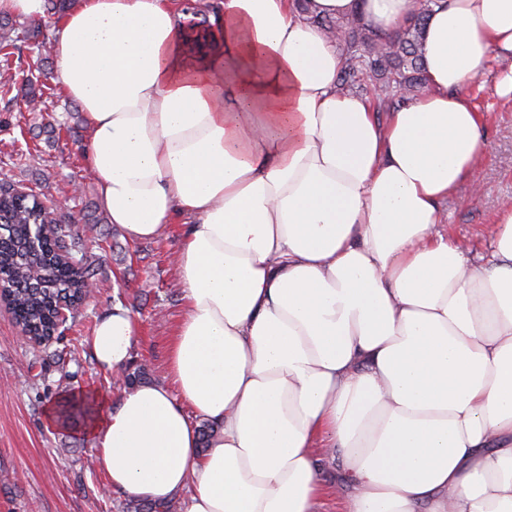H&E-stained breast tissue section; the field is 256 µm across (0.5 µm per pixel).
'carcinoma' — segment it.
<instances>
[{"mask_svg": "<svg viewBox=\"0 0 512 512\" xmlns=\"http://www.w3.org/2000/svg\"><path fill=\"white\" fill-rule=\"evenodd\" d=\"M434 2L416 0L409 24L393 36L377 33L359 13L342 19L311 16L309 20L342 35L338 41L342 59L339 85L365 92L368 82L376 81L384 91L377 111L388 112L425 88L421 37ZM50 44V33L42 25L0 16V51L4 58H20L32 48L42 52ZM17 75L22 80L27 111L43 116L53 96L52 87L31 71L21 70ZM98 223L100 219L89 217L81 228L55 213L41 195L13 185L0 186V283L15 318L39 344L63 336L55 315V304L61 296L73 300V320L90 296L87 286L95 283V259L87 243L88 234ZM32 224L52 225L51 241L30 245L28 229ZM134 512H178V505L172 499L162 503L142 501Z\"/></svg>", "mask_w": 512, "mask_h": 512, "instance_id": "cac0c4a2", "label": "carcinoma"}]
</instances>
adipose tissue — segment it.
<instances>
[{
	"instance_id": "ef3b65f1",
	"label": "adipose tissue",
	"mask_w": 512,
	"mask_h": 512,
	"mask_svg": "<svg viewBox=\"0 0 512 512\" xmlns=\"http://www.w3.org/2000/svg\"><path fill=\"white\" fill-rule=\"evenodd\" d=\"M413 4L222 0L200 61L179 0H79L53 27L111 222L149 241L185 218L171 386L74 393L110 490L317 512L320 445L351 472L345 512H512V206L474 257L442 211L485 151L466 86L512 61V0H436L426 86L383 116L309 20L358 12L390 36ZM137 328L119 304L100 318L101 369H124Z\"/></svg>"
}]
</instances>
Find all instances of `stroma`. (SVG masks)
<instances>
[{"label": "stroma", "instance_id": "obj_1", "mask_svg": "<svg viewBox=\"0 0 512 512\" xmlns=\"http://www.w3.org/2000/svg\"><path fill=\"white\" fill-rule=\"evenodd\" d=\"M502 67L490 58L467 91L485 120L486 151L474 170L481 186L472 195L462 185L445 210L448 231L470 254L487 251L488 232L497 212L512 204V101L495 93ZM89 131L61 133L55 144L33 137L18 112L0 111V176L24 190L44 194L59 213L80 220L83 202H98L87 172ZM98 242L89 248L97 259L95 293L84 318L49 348L35 345L16 325L11 310L0 303V512H122L127 496L109 491L93 463L81 420L55 427L44 418L45 407L75 387L119 393L120 381L101 370L88 347L98 318L117 299L135 307L139 334L131 365L146 364L153 382L170 384L167 359L174 328L184 313L182 293L172 259L181 238L171 224L153 241H130L111 222L100 226ZM329 491L319 512H343L351 486L342 461L317 449Z\"/></svg>", "mask_w": 512, "mask_h": 512}]
</instances>
